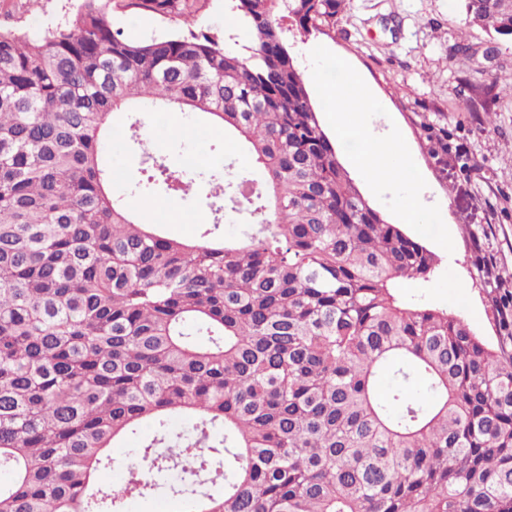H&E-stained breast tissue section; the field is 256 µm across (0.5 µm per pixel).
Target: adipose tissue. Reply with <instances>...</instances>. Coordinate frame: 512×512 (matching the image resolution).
<instances>
[{"instance_id": "1", "label": "adipose tissue", "mask_w": 512, "mask_h": 512, "mask_svg": "<svg viewBox=\"0 0 512 512\" xmlns=\"http://www.w3.org/2000/svg\"><path fill=\"white\" fill-rule=\"evenodd\" d=\"M325 93L336 102L339 114L332 122L340 138L352 145L353 161L370 171L373 188H380L382 177L408 162L400 141L373 143L360 121L346 123L341 120V113L363 112L371 99L370 91L360 85L355 75H348L343 85L327 87Z\"/></svg>"}]
</instances>
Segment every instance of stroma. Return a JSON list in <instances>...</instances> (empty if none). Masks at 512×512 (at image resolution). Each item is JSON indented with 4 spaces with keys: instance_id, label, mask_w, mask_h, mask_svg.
Listing matches in <instances>:
<instances>
[{
    "instance_id": "1",
    "label": "stroma",
    "mask_w": 512,
    "mask_h": 512,
    "mask_svg": "<svg viewBox=\"0 0 512 512\" xmlns=\"http://www.w3.org/2000/svg\"><path fill=\"white\" fill-rule=\"evenodd\" d=\"M189 3L199 23L219 42L247 44L243 27L233 22L232 0ZM80 5L81 0H0V30L44 34ZM108 18L113 29L137 41L186 28L184 18L134 7L131 0H112ZM489 40L483 29L468 22L462 0H347L335 32L288 35L320 121H327L336 108L322 97L321 86L343 83L352 70L371 88L373 102L363 115L344 113V120L362 118L376 140H403L409 162L382 193H370L367 172L349 171L369 204L389 223L399 222L409 198L420 203L418 223L403 230L437 255L438 266L430 281L400 285V295L416 305L448 309L491 343L495 327L486 291L500 283L512 289V81L497 82L490 115L482 88L497 62L512 63V42L499 43L492 62L482 56ZM459 41L473 47V56L453 53ZM418 110L448 128L446 172L436 170L415 133L411 117ZM489 117L494 120L490 126L485 123ZM139 119L147 150L166 158L171 168L190 158L204 178L215 172L227 179L254 173L242 144L206 117L143 112ZM127 124L126 114H117L108 140L113 193L126 196L166 236L198 238L203 225L212 221L201 200L202 186L194 185L190 195L173 201L183 222H166L168 197L133 189L139 172L129 150Z\"/></svg>"
}]
</instances>
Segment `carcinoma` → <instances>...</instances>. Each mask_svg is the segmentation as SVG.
<instances>
[{"instance_id":"carcinoma-1","label":"carcinoma","mask_w":512,"mask_h":512,"mask_svg":"<svg viewBox=\"0 0 512 512\" xmlns=\"http://www.w3.org/2000/svg\"><path fill=\"white\" fill-rule=\"evenodd\" d=\"M463 2L512 41V0ZM345 6L234 0L242 52L192 20L131 41L102 0L44 37L0 31V512H122L164 483L179 512H512V290L487 289L495 345L398 295L438 258L359 193L287 42ZM145 109L209 116L259 172L212 186L195 241L112 193V117ZM414 126L445 170L448 129ZM140 164L137 189L195 181ZM243 205L244 237H214ZM142 426L115 486L111 448Z\"/></svg>"}]
</instances>
